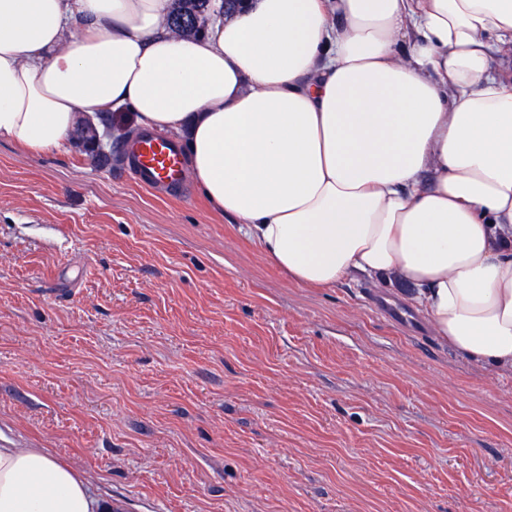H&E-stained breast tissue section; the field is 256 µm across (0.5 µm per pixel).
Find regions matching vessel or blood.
Returning <instances> with one entry per match:
<instances>
[{"instance_id": "vessel-or-blood-1", "label": "vessel or blood", "mask_w": 512, "mask_h": 512, "mask_svg": "<svg viewBox=\"0 0 512 512\" xmlns=\"http://www.w3.org/2000/svg\"><path fill=\"white\" fill-rule=\"evenodd\" d=\"M128 172L140 186L183 196L187 174L181 147L160 135L141 133L127 149Z\"/></svg>"}]
</instances>
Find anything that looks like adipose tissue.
Returning <instances> with one entry per match:
<instances>
[{"label":"adipose tissue","mask_w":512,"mask_h":512,"mask_svg":"<svg viewBox=\"0 0 512 512\" xmlns=\"http://www.w3.org/2000/svg\"><path fill=\"white\" fill-rule=\"evenodd\" d=\"M170 7L0 0V141L132 113L288 280L407 284L436 336L512 370V0H245L193 37ZM112 510L0 439V512Z\"/></svg>","instance_id":"ef3b65f1"}]
</instances>
